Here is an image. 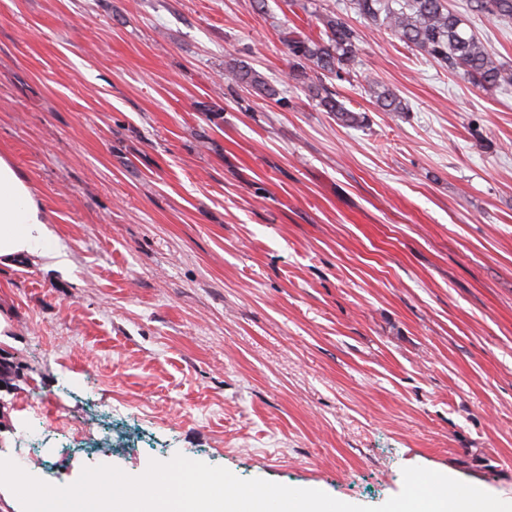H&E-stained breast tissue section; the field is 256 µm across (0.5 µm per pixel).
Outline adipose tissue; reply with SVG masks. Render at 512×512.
<instances>
[{
    "instance_id": "1",
    "label": "adipose tissue",
    "mask_w": 512,
    "mask_h": 512,
    "mask_svg": "<svg viewBox=\"0 0 512 512\" xmlns=\"http://www.w3.org/2000/svg\"><path fill=\"white\" fill-rule=\"evenodd\" d=\"M51 234L45 207L26 175L7 153H0V264L49 256Z\"/></svg>"
}]
</instances>
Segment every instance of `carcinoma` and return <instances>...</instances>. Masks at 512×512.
I'll return each mask as SVG.
<instances>
[{"mask_svg":"<svg viewBox=\"0 0 512 512\" xmlns=\"http://www.w3.org/2000/svg\"><path fill=\"white\" fill-rule=\"evenodd\" d=\"M356 13L367 21L394 32L408 47L437 61L448 71L460 72L476 88L496 90L512 87V71L505 68L485 43L470 29L463 15L445 0H353ZM468 11L477 17L512 20V0H468ZM318 37L297 29L285 33L283 41L294 59L297 74H314L318 105L345 126H358L363 113L346 107L325 80H343L358 65L359 33L338 13L322 16ZM230 82L266 87L264 78L247 67L227 71ZM375 103L388 112H405L407 105L392 88L377 81L369 83Z\"/></svg>","mask_w":512,"mask_h":512,"instance_id":"obj_1","label":"carcinoma"}]
</instances>
